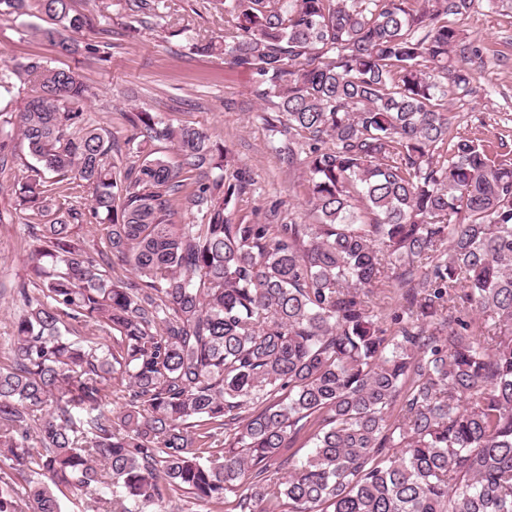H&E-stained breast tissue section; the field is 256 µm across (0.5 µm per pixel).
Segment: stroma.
I'll use <instances>...</instances> for the list:
<instances>
[{
    "label": "stroma",
    "instance_id": "stroma-1",
    "mask_svg": "<svg viewBox=\"0 0 512 512\" xmlns=\"http://www.w3.org/2000/svg\"><path fill=\"white\" fill-rule=\"evenodd\" d=\"M150 24L130 28L121 0H74L89 24L79 38L101 30L115 38L112 59L60 55L27 33L21 21L0 17V64L39 56L51 65L74 69L95 95L84 105L94 123L118 137L131 135L130 112H153L173 124L205 129L223 143L230 169L246 171L249 182L229 208L235 221L280 224L307 221L306 174L278 150L261 119L264 103L248 72L220 57L190 54L186 41L224 34V18L213 0H158ZM466 46L478 48L465 65L474 74L467 95L448 98L449 141L468 137L493 159L512 162V0H480L476 12L457 20ZM21 164L0 169V283L26 280L32 225L42 218L19 207L12 187L24 175Z\"/></svg>",
    "mask_w": 512,
    "mask_h": 512
}]
</instances>
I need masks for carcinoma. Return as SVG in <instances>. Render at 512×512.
I'll list each match as a JSON object with an SVG mask.
<instances>
[{
    "label": "carcinoma",
    "mask_w": 512,
    "mask_h": 512,
    "mask_svg": "<svg viewBox=\"0 0 512 512\" xmlns=\"http://www.w3.org/2000/svg\"><path fill=\"white\" fill-rule=\"evenodd\" d=\"M411 2L224 0V39L190 43L255 76L263 121L303 154L313 224L232 223L243 181L225 183L208 133L131 112L121 142L75 71L0 65V97L31 86L0 111V167L22 141L35 163L14 194L51 217L12 288L0 512H63L67 491L103 492V512H166L173 494L188 510L512 512V163L471 139L436 157L448 93L473 80L453 51L476 0ZM127 7L145 24L155 3ZM24 16L111 61V43L73 37L72 0H0ZM180 205L202 223H175ZM93 222L103 237H79ZM302 434L310 452L284 456Z\"/></svg>",
    "instance_id": "obj_1"
}]
</instances>
